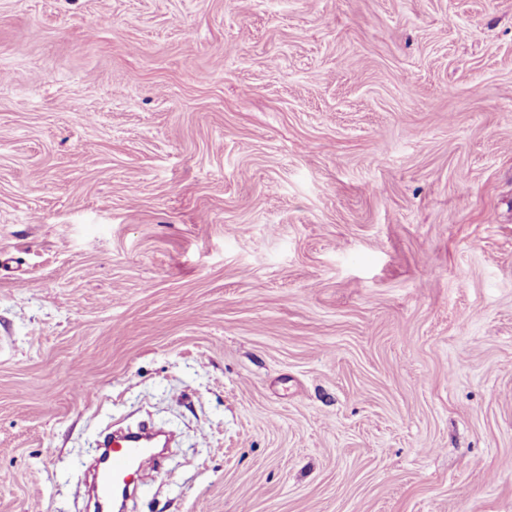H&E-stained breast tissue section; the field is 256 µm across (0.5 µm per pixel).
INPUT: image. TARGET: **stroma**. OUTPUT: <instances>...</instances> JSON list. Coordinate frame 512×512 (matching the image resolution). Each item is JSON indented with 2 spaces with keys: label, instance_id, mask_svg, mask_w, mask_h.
Returning <instances> with one entry per match:
<instances>
[{
  "label": "stroma",
  "instance_id": "1",
  "mask_svg": "<svg viewBox=\"0 0 512 512\" xmlns=\"http://www.w3.org/2000/svg\"><path fill=\"white\" fill-rule=\"evenodd\" d=\"M512 512V0H0V512ZM162 435H165L162 429H139L113 433L105 438L92 477V492L99 511L112 512L118 500H122L124 509L126 500L137 492L144 474L159 469L161 461L149 441L159 448ZM117 439H121L118 445ZM131 475L136 479L128 482Z\"/></svg>",
  "mask_w": 512,
  "mask_h": 512
}]
</instances>
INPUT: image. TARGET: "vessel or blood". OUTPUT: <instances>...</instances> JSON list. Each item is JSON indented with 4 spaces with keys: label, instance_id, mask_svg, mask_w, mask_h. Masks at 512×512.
<instances>
[{
    "label": "vessel or blood",
    "instance_id": "vessel-or-blood-1",
    "mask_svg": "<svg viewBox=\"0 0 512 512\" xmlns=\"http://www.w3.org/2000/svg\"><path fill=\"white\" fill-rule=\"evenodd\" d=\"M161 436V430L141 429L105 438L92 477L99 512H112L116 501L132 498L139 479L159 469L156 447L162 442Z\"/></svg>",
    "mask_w": 512,
    "mask_h": 512
}]
</instances>
